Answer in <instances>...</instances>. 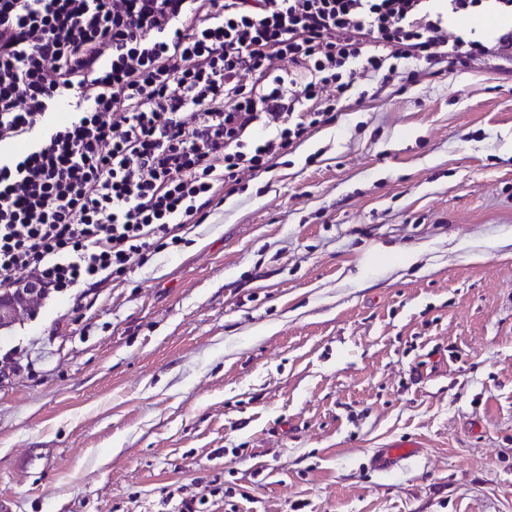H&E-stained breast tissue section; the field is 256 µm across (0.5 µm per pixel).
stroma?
<instances>
[{
  "mask_svg": "<svg viewBox=\"0 0 512 512\" xmlns=\"http://www.w3.org/2000/svg\"><path fill=\"white\" fill-rule=\"evenodd\" d=\"M184 237L0 331L12 512H512V72L414 67ZM419 448L421 444L412 439L393 442L383 453L373 456L371 464L378 471H390L400 461L415 455Z\"/></svg>",
  "mask_w": 512,
  "mask_h": 512,
  "instance_id": "1",
  "label": "stroma"
}]
</instances>
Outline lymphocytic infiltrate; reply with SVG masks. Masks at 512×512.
Masks as SVG:
<instances>
[{
	"instance_id": "f902f5d3",
	"label": "lymphocytic infiltrate",
	"mask_w": 512,
	"mask_h": 512,
	"mask_svg": "<svg viewBox=\"0 0 512 512\" xmlns=\"http://www.w3.org/2000/svg\"><path fill=\"white\" fill-rule=\"evenodd\" d=\"M512 0H0V286L91 290ZM24 141L22 151L13 144Z\"/></svg>"
}]
</instances>
